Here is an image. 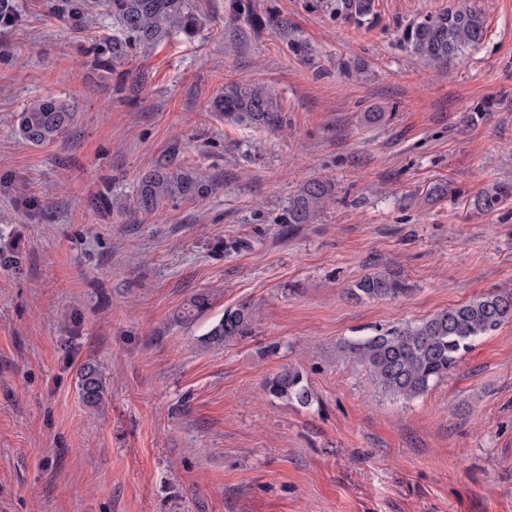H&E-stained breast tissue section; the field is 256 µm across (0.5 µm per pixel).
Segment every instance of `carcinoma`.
<instances>
[{"mask_svg":"<svg viewBox=\"0 0 512 512\" xmlns=\"http://www.w3.org/2000/svg\"><path fill=\"white\" fill-rule=\"evenodd\" d=\"M112 23L118 34L95 42L89 52L102 65L117 70L138 53L148 54L167 39L195 36L202 17L193 0H107ZM323 6L362 21L372 14L373 0H323ZM485 33L483 13L466 3L427 15L407 26L402 41L411 53L435 67L446 68L478 45ZM224 119L275 130L282 123L281 109L267 86L254 83L231 84L214 105ZM76 121L70 104L57 100H37L20 112L16 132L32 146L55 144L67 137ZM216 184L168 163H160L143 174L136 196L138 210L148 214L179 199L204 198ZM512 195V184H498L482 191L474 204L491 210ZM334 199L331 183L312 179L306 182L288 206V224H314ZM407 291L401 271L387 268L362 277L351 288L357 299L396 298ZM213 304V295L198 292L188 297L175 320L191 323ZM253 309L242 304L224 310V316L199 339L205 348L218 347L251 331ZM512 322V293H486L463 304L442 310L418 323H402L379 328L374 334L350 342L345 353L364 367L377 388L404 401L424 394L432 385L455 371L473 343L482 336ZM266 395L307 407L312 394L300 369L288 367L266 379ZM79 394L88 407L100 405L105 385L99 369L87 365L80 371Z\"/></svg>","mask_w":512,"mask_h":512,"instance_id":"carcinoma-1","label":"carcinoma"}]
</instances>
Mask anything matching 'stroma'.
I'll use <instances>...</instances> for the list:
<instances>
[{"instance_id": "stroma-1", "label": "stroma", "mask_w": 512, "mask_h": 512, "mask_svg": "<svg viewBox=\"0 0 512 512\" xmlns=\"http://www.w3.org/2000/svg\"><path fill=\"white\" fill-rule=\"evenodd\" d=\"M0 31V512H512V323L476 340L417 399L378 392L345 342L488 292H512V0H469L486 34L447 68L401 40L454 0H374L368 23L319 0H194L202 26L126 72L86 56L115 29L103 0H12ZM263 83L271 132L211 112ZM74 102L64 141L14 119ZM386 113L366 124L364 113ZM216 183L157 214L135 207L158 161ZM318 178L336 200L284 218ZM33 197L41 215L22 207ZM112 199V207L102 199ZM409 290L356 301L366 273ZM213 293L189 325L174 313ZM252 305L247 336L198 341ZM106 381L97 408L78 373ZM300 367L310 406L267 397ZM512 195V184L493 185L482 191L475 199L474 204L480 210H491L501 200ZM105 382L95 365H87L80 371L79 394L88 407H97L104 399Z\"/></svg>"}]
</instances>
